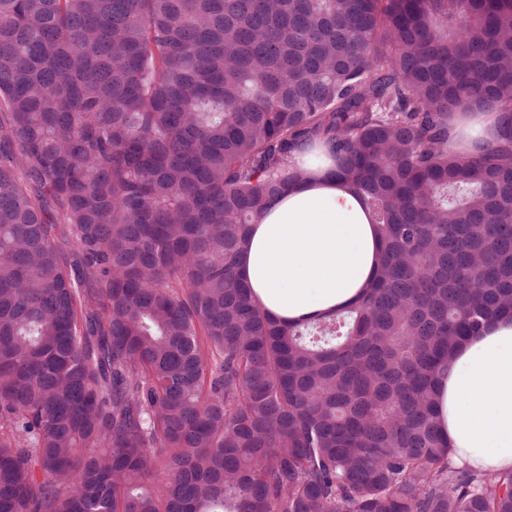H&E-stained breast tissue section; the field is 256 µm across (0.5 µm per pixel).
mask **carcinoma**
Here are the masks:
<instances>
[{"label": "carcinoma", "mask_w": 512, "mask_h": 512, "mask_svg": "<svg viewBox=\"0 0 512 512\" xmlns=\"http://www.w3.org/2000/svg\"><path fill=\"white\" fill-rule=\"evenodd\" d=\"M0 100V512H512L435 385L512 313V0H0ZM312 149L385 252L285 323L238 258ZM497 116V113L492 112L457 113L456 136L450 143V149L471 155L475 153L476 145L487 146L492 143Z\"/></svg>", "instance_id": "carcinoma-1"}]
</instances>
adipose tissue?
<instances>
[{
	"mask_svg": "<svg viewBox=\"0 0 512 512\" xmlns=\"http://www.w3.org/2000/svg\"><path fill=\"white\" fill-rule=\"evenodd\" d=\"M495 122L492 112L457 114L451 150L470 155L492 143ZM249 239L242 277L253 300L285 322L359 305L384 252L362 194L329 160L272 198ZM437 389L440 431L454 460L479 471H512V315L461 342Z\"/></svg>",
	"mask_w": 512,
	"mask_h": 512,
	"instance_id": "ef3b65f1",
	"label": "adipose tissue"
}]
</instances>
